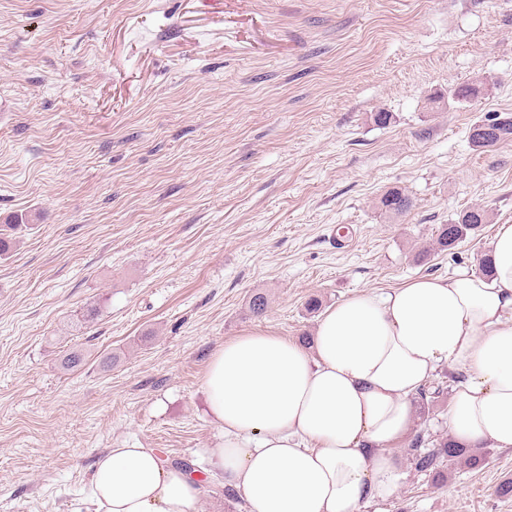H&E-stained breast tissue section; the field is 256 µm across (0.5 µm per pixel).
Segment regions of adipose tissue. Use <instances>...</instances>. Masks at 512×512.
<instances>
[{
	"mask_svg": "<svg viewBox=\"0 0 512 512\" xmlns=\"http://www.w3.org/2000/svg\"><path fill=\"white\" fill-rule=\"evenodd\" d=\"M490 275L461 270L365 292L326 309L311 345L248 333L204 375L222 432L211 479L245 512H361L390 497L412 401L441 369L458 372L454 443L512 450V224L497 225ZM196 474L153 448L100 453L74 512H200Z\"/></svg>",
	"mask_w": 512,
	"mask_h": 512,
	"instance_id": "1",
	"label": "adipose tissue"
}]
</instances>
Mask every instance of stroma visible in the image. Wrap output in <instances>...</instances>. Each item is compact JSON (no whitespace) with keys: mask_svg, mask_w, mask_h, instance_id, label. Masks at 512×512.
<instances>
[{"mask_svg":"<svg viewBox=\"0 0 512 512\" xmlns=\"http://www.w3.org/2000/svg\"><path fill=\"white\" fill-rule=\"evenodd\" d=\"M490 112L512 114V0H0V222L26 218L0 255V512H72L108 448L205 471L224 341L306 342L309 299L478 270L512 224V141L468 139ZM478 205L489 223L415 262ZM455 380L412 432L449 436ZM394 453L393 496L363 512H512V450L442 481ZM379 207L385 215L396 217L406 213L412 207V200L402 189L392 187L381 196Z\"/></svg>","mask_w":512,"mask_h":512,"instance_id":"obj_1","label":"stroma"}]
</instances>
